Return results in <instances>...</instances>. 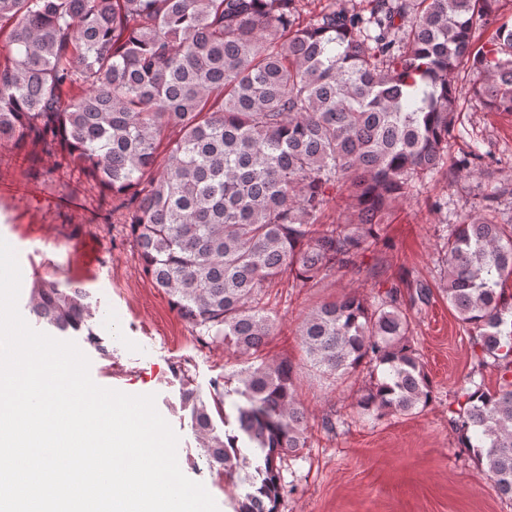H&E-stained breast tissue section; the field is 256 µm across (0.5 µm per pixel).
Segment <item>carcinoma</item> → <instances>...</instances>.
I'll return each mask as SVG.
<instances>
[{"instance_id":"carcinoma-1","label":"carcinoma","mask_w":512,"mask_h":512,"mask_svg":"<svg viewBox=\"0 0 512 512\" xmlns=\"http://www.w3.org/2000/svg\"><path fill=\"white\" fill-rule=\"evenodd\" d=\"M296 2L0 0V142L77 161L124 212L143 272L177 314L248 363L211 408L181 377L209 469L251 487L235 512H276L284 463L307 447L294 367L263 356L274 328L264 289L314 286L385 244L393 205L446 172L454 72L471 66L474 94L512 112V28L472 44L499 0H373L367 16L330 8L306 25ZM342 198L341 217L324 222ZM496 202L485 195L482 213L447 229L441 291L478 346L450 423L512 499V224L483 215ZM86 298L38 278L28 308L100 350ZM299 336L320 376L366 370L361 417L432 401L396 285L320 304ZM489 365L495 391L475 380ZM213 411L236 429L218 434ZM245 448L260 458L242 477Z\"/></svg>"}]
</instances>
